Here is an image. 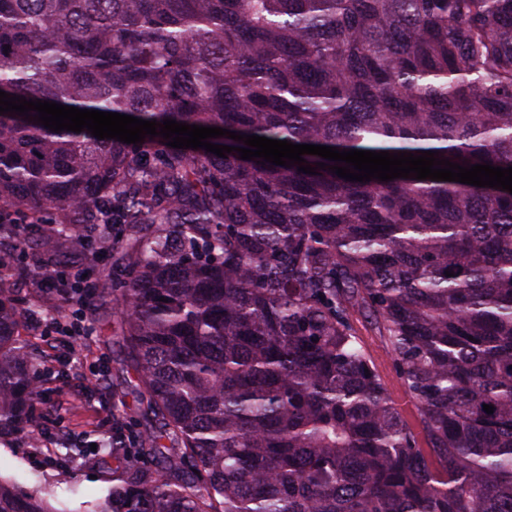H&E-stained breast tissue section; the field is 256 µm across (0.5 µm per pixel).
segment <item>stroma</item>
Masks as SVG:
<instances>
[{"mask_svg":"<svg viewBox=\"0 0 512 512\" xmlns=\"http://www.w3.org/2000/svg\"><path fill=\"white\" fill-rule=\"evenodd\" d=\"M20 334L37 367L40 398L33 424L40 441L17 434L0 444V477L47 497L59 512H86L121 481V471L86 453L85 445L112 435L127 437L149 432L154 421L144 410L128 372L121 336L92 317L83 322L92 331L81 350L53 343L51 335L32 330V310L45 309L36 289L22 285ZM52 357L50 370H42L44 357ZM71 446L68 465H60L62 443Z\"/></svg>","mask_w":512,"mask_h":512,"instance_id":"35a3bbf8","label":"stroma"}]
</instances>
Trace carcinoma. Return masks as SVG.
<instances>
[{
    "label": "carcinoma",
    "mask_w": 512,
    "mask_h": 512,
    "mask_svg": "<svg viewBox=\"0 0 512 512\" xmlns=\"http://www.w3.org/2000/svg\"><path fill=\"white\" fill-rule=\"evenodd\" d=\"M0 90L507 168L512 0H0ZM19 240L36 273L112 253L100 284L162 420L146 452L192 465L128 471L96 512H512L511 192L347 181L8 113L0 258ZM18 326L0 282V441L37 399ZM0 512L60 510L0 479Z\"/></svg>",
    "instance_id": "carcinoma-1"
}]
</instances>
